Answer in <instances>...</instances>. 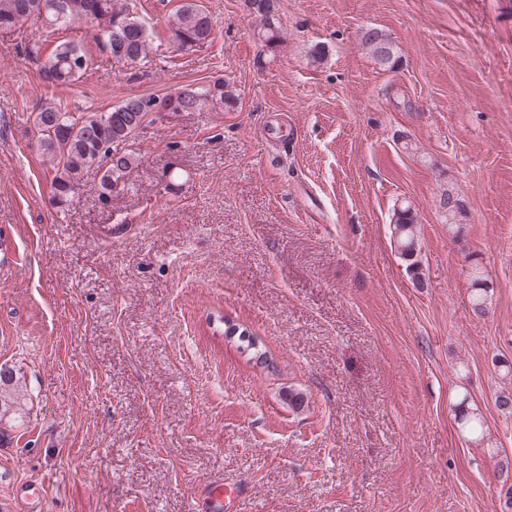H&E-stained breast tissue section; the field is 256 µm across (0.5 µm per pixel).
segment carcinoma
<instances>
[{"mask_svg":"<svg viewBox=\"0 0 512 512\" xmlns=\"http://www.w3.org/2000/svg\"><path fill=\"white\" fill-rule=\"evenodd\" d=\"M251 7L259 19L257 36L262 47L269 51L278 49L283 36L275 0H251ZM23 15L57 31L72 24L89 23L94 28L97 50L116 63L136 68L149 62L152 32L130 0H0V30H16ZM213 30L211 16L192 0L181 5L168 21L170 46L181 52L208 43ZM362 43L380 68H394L397 59L386 34L377 28H367L362 32ZM24 51L36 63L39 77L48 88L72 85L96 67V57L74 39L54 41L49 48L41 39L28 41ZM236 100L235 94L225 89L221 78L207 85H187L176 95L177 104L186 112L230 109ZM153 104L157 105V111H164L166 97H130L101 116H76L54 100L44 99L35 111L33 122L40 134L38 149L51 176L52 200L58 204L69 202L73 185L92 168L102 172L101 186L105 190L123 183L135 166L136 154L118 152L114 147L133 136L148 116L146 108ZM440 202L448 223H456L460 213L458 196L447 189L442 192ZM392 221L398 253L408 273L418 280L422 272L416 216L411 207L400 205L393 208ZM486 293V280L476 269L472 272L471 301L479 315L486 312ZM17 404L13 374L0 369V418ZM458 424L465 433L482 434L483 417L474 411L463 410Z\"/></svg>","mask_w":512,"mask_h":512,"instance_id":"cac0c4a2","label":"carcinoma"}]
</instances>
